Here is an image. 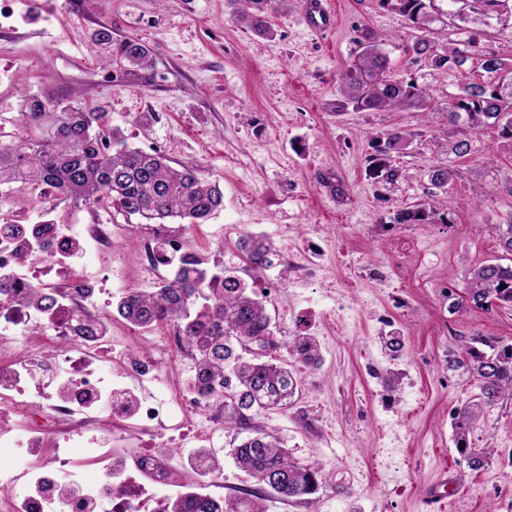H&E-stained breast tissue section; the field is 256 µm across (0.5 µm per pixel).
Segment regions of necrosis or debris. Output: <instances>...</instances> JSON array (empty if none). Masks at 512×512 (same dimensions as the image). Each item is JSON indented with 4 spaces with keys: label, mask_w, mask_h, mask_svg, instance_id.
Here are the masks:
<instances>
[{
    "label": "necrosis or debris",
    "mask_w": 512,
    "mask_h": 512,
    "mask_svg": "<svg viewBox=\"0 0 512 512\" xmlns=\"http://www.w3.org/2000/svg\"><path fill=\"white\" fill-rule=\"evenodd\" d=\"M32 231L0 225V512H164L180 494L214 497L223 407L190 387L144 396L171 375L139 351V328L113 331L109 292L81 263L111 250L118 227L61 219L46 248ZM33 286L54 309L19 303ZM91 318L101 332L82 335ZM192 417L200 446L170 456Z\"/></svg>",
    "instance_id": "necrosis-or-debris-1"
}]
</instances>
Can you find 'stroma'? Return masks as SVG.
Instances as JSON below:
<instances>
[{
    "mask_svg": "<svg viewBox=\"0 0 512 512\" xmlns=\"http://www.w3.org/2000/svg\"><path fill=\"white\" fill-rule=\"evenodd\" d=\"M333 27L307 25L299 0H276L270 36L238 26L231 0H14L0 20V118L18 121L22 95L102 112L130 147L159 152L176 168H201L224 192L209 223L186 229L211 269H235L265 294L279 336L307 332L322 362L291 364L300 380L287 409L254 413L253 428L278 436L297 460L327 481L313 501L266 492V512H430L427 496L454 487V512H512V399L488 408L470 435L492 449L473 470L453 444V412L477 392L448 355L462 337L512 343V310L449 312L448 290H464L470 270L501 258L491 227L512 222V196L500 183L512 168V143L491 128L467 131L469 154L435 152L429 135L446 127L429 115L428 136L396 159L400 181L370 178L364 158L377 137L412 129L409 112H340L337 78L356 51L357 28L385 37L400 74L430 85L436 98L458 94L464 77L411 65L412 31L377 0H332ZM134 38L152 50L141 70L104 64L91 36ZM451 164L447 190L431 192L432 166ZM73 212L37 188L0 187V224L37 221L28 207ZM429 201L435 219L397 224L393 217ZM79 224H108L101 209L73 212ZM146 228L112 240V253L88 269L114 295L149 289L138 268ZM270 240L289 266L252 268L238 240ZM400 334L390 357L383 339ZM400 383L388 384L390 373Z\"/></svg>",
    "mask_w": 512,
    "mask_h": 512,
    "instance_id": "35a3bbf8",
    "label": "stroma"
}]
</instances>
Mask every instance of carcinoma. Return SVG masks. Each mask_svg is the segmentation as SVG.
<instances>
[{
	"label": "carcinoma",
	"instance_id": "1",
	"mask_svg": "<svg viewBox=\"0 0 512 512\" xmlns=\"http://www.w3.org/2000/svg\"><path fill=\"white\" fill-rule=\"evenodd\" d=\"M237 23L256 33L269 30L268 10L272 0H236ZM382 8L404 18L414 31L405 52L413 58L430 59V69L446 76L468 61H476L487 74L471 82L458 95L435 99L429 87L410 75L400 77L390 68L383 50L386 39L363 34L359 51L338 78L340 100L336 111L411 112L422 118L443 112L452 128L490 127L512 142V65L493 49L483 46L485 28L494 19L502 24L499 34L512 41V0H378ZM458 20L467 37L457 43L435 39L432 25ZM93 43L106 47L111 57L141 69L151 66L152 52L137 39L112 40L111 33L98 32ZM49 104L35 96H22V127L25 133L0 140V186L46 185L74 207L103 206L125 223L141 219L148 224H169L179 219L188 226L207 223L224 208L219 184L195 167H172L163 155L131 148L115 139L105 126V113L87 112L79 105H66L49 112ZM417 130L393 129L372 146L365 156L366 170L377 182L395 184L401 170L394 165ZM439 151L461 157L471 151L467 140L448 134L432 137ZM452 166H435L428 172L430 185L440 191L453 182ZM429 203L400 211L398 224H418L429 217ZM500 248L512 255V224L495 226ZM248 261L261 269L275 265L278 253L271 242L254 235L240 238ZM170 281L147 290H132L118 298V317L151 330L171 322L182 336L183 347L194 360L193 388L207 393L224 406V423L248 432L232 450L238 468L254 482V488L226 500L195 495L177 497L168 512H263L261 493L271 490L285 500L315 495L325 482L312 463L292 458L277 437L250 426L251 413L285 409L301 391L288 367L275 363L282 351L305 367L320 363L316 337L299 332L284 340L276 335L263 300L249 290L236 271L218 273L207 268L197 255L178 261ZM450 307L491 311L512 308V265L480 264L471 270L468 288L459 296L448 289ZM33 308L55 306L54 295L34 287L19 298ZM448 369L463 371L475 383V400L455 410L454 442L469 467L480 469L492 449L469 448L468 436L485 408L512 395V343L480 336L461 341L448 355Z\"/></svg>",
	"mask_w": 512,
	"mask_h": 512
}]
</instances>
